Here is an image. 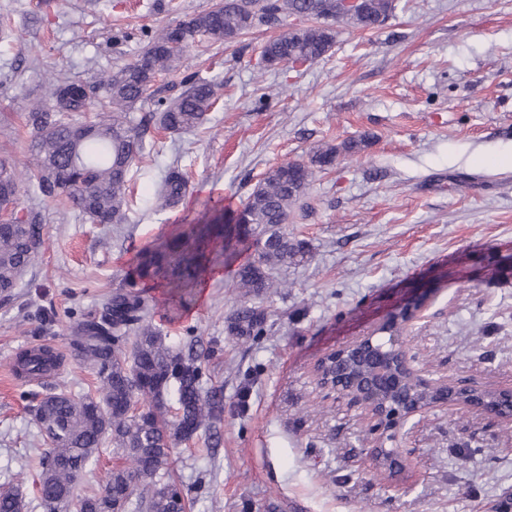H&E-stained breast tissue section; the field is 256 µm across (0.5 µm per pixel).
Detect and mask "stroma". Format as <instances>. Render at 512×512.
<instances>
[{"label": "stroma", "instance_id": "obj_1", "mask_svg": "<svg viewBox=\"0 0 512 512\" xmlns=\"http://www.w3.org/2000/svg\"><path fill=\"white\" fill-rule=\"evenodd\" d=\"M213 0H70L58 16L43 0H0V161L23 166L24 115L47 78L92 82L133 60L154 31ZM378 30L340 23L332 53L259 74L275 28L236 42L196 44L186 68L222 83L207 129L158 132L159 153L140 171L138 195L169 168L189 190L158 210L138 202L128 224L81 220L19 187V209H40V263L0 300V490L36 491L43 441L29 413L31 383L16 357L47 343L64 360L51 380L93 390L91 370L66 357L70 324L118 287L136 252L197 217L210 196L239 205L271 167L369 134L366 147L318 174L289 232L313 261L289 269L267 304L274 332L256 342L225 333L229 272L207 280L195 305L152 322L167 342L217 339L207 383L224 389V442L198 436L174 449L168 472L191 512H490L512 492V424L463 407L434 406L391 442L397 483L374 469L369 421L348 398L320 387L327 353L367 335L387 311L418 299L403 330L425 378L512 389V278L490 277L482 257H512V0H395Z\"/></svg>", "mask_w": 512, "mask_h": 512}]
</instances>
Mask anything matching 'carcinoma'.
I'll use <instances>...</instances> for the list:
<instances>
[{"instance_id":"cac0c4a2","label":"carcinoma","mask_w":512,"mask_h":512,"mask_svg":"<svg viewBox=\"0 0 512 512\" xmlns=\"http://www.w3.org/2000/svg\"><path fill=\"white\" fill-rule=\"evenodd\" d=\"M364 11H332L329 0H221L150 37L129 63L102 71L87 85L51 82L36 97L25 120L32 133L25 171L0 162V207H16L19 185L27 182L42 200L71 203L92 224H126L134 203L135 175L155 153L151 132H195L209 123L221 99L222 85L182 68L186 49L201 41L233 43L258 26L287 25L290 17L316 24L289 28L261 50L266 67L289 65L297 57L314 63L335 44L336 23L379 29L395 9L394 0H365ZM174 75L165 85L156 78ZM151 100L154 110L139 121L137 105ZM368 136L317 149L307 162H286L269 169L246 200L234 209L222 198H209L198 217L171 236L141 249L124 282L106 294L100 306L81 315L71 327V355L96 376L94 392L74 394L65 388L32 399L29 412L48 448L39 455L36 490L43 512H116L137 502L140 512H187L188 494L167 474L173 445L202 433L207 446L222 443L224 392L204 387L208 365L217 350L192 336L178 347L165 342L150 319L152 292L160 289L176 309L189 307L214 274L235 266L230 287L241 300L225 318L227 335L256 341L272 330L262 301L283 287L282 275L314 259L308 241L286 230L291 214L318 173L342 154L366 146ZM188 177L169 172L152 197L161 207L186 194ZM45 224L30 209L11 224L0 223V297L7 300L24 275L41 259ZM419 304L396 307L372 332V344L326 357L321 379L357 397L376 384L378 411L390 416L413 406L468 404L486 398L499 412L512 402L493 391L473 395L471 388H427L415 378L407 352L393 340ZM63 356L50 347L16 360V373L40 381L59 367ZM110 443L129 461L108 471L98 492L75 494L76 483L95 453ZM22 494L0 491V512H24Z\"/></svg>"}]
</instances>
